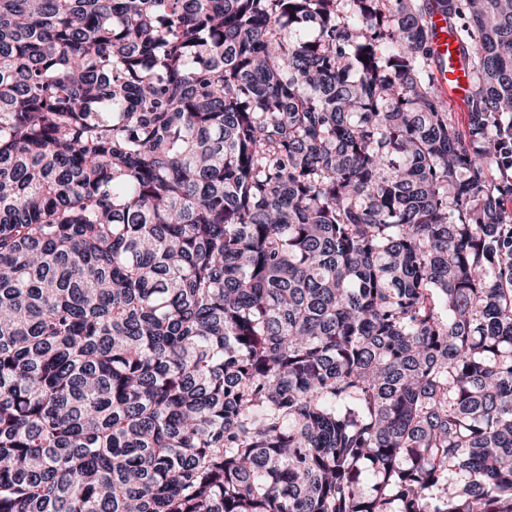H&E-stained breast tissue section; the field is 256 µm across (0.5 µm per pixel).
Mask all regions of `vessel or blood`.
Instances as JSON below:
<instances>
[{
    "label": "vessel or blood",
    "mask_w": 512,
    "mask_h": 512,
    "mask_svg": "<svg viewBox=\"0 0 512 512\" xmlns=\"http://www.w3.org/2000/svg\"><path fill=\"white\" fill-rule=\"evenodd\" d=\"M433 47L439 61L438 84L442 94L456 102H464L471 90L468 63L459 46L455 30L446 16L437 14L430 20Z\"/></svg>",
    "instance_id": "vessel-or-blood-1"
}]
</instances>
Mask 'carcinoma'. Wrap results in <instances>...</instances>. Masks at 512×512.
<instances>
[{
  "label": "carcinoma",
  "mask_w": 512,
  "mask_h": 512,
  "mask_svg": "<svg viewBox=\"0 0 512 512\" xmlns=\"http://www.w3.org/2000/svg\"><path fill=\"white\" fill-rule=\"evenodd\" d=\"M0 512H512V0H0ZM429 26L433 33L434 51L440 65L438 73L440 91L448 96L446 98L448 109L458 125L463 127L467 123V112L464 105L456 102L463 103L471 90L467 60L461 53L458 36L448 25L446 16L435 14Z\"/></svg>",
  "instance_id": "1"
}]
</instances>
